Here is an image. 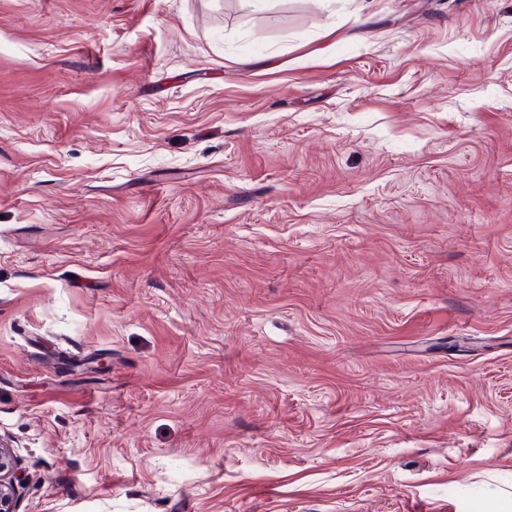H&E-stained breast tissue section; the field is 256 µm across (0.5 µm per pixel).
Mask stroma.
Here are the masks:
<instances>
[{"label": "stroma", "mask_w": 512, "mask_h": 512, "mask_svg": "<svg viewBox=\"0 0 512 512\" xmlns=\"http://www.w3.org/2000/svg\"><path fill=\"white\" fill-rule=\"evenodd\" d=\"M17 512H503L512 0H0Z\"/></svg>", "instance_id": "1"}]
</instances>
